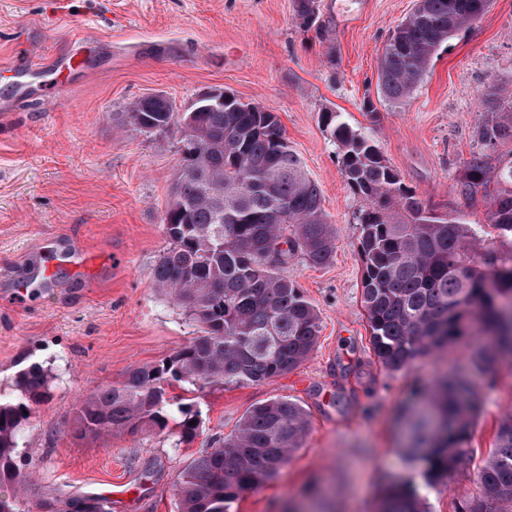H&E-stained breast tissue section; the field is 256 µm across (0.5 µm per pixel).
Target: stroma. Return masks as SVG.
Listing matches in <instances>:
<instances>
[{"instance_id":"35a3bbf8","label":"stroma","mask_w":512,"mask_h":512,"mask_svg":"<svg viewBox=\"0 0 512 512\" xmlns=\"http://www.w3.org/2000/svg\"><path fill=\"white\" fill-rule=\"evenodd\" d=\"M414 0H317L307 29L295 0H0V97L12 78L2 61L23 57L18 33L51 55L86 62L65 87L48 86L32 108L0 126V394L15 373L39 363L53 398L35 408L17 464L33 478L24 507L127 482L136 499L111 512H177L179 470L231 433L252 405L274 397L310 414L304 444L272 480L243 493L232 512H375L382 488L416 466L400 424L420 391L456 369L469 371L481 402L466 463L423 489L429 512H456L482 497L480 469L499 419L512 411V359L492 373L471 368L467 341L418 357L400 370L377 361L361 304L358 255L362 197L344 184L322 112L353 127L374 126L384 158L436 212L477 228L474 259L512 256V236L488 217L491 199L512 188V139L483 146L479 128L512 110V0H492L472 27L434 55L407 103L386 101L378 64L392 29ZM498 89L499 111L482 93ZM223 88L276 113L288 143L317 182L335 233L329 263L289 260L283 276L315 306L320 333L312 356L259 384L199 393L202 432L174 448L151 433L97 439L76 434L80 400L134 367L156 364L194 337L181 309L159 295L152 272L168 241L161 216L178 175V135L125 127L130 102L168 97L185 110L197 93ZM372 100L376 120L362 110ZM484 153L489 182L460 192L466 166ZM54 246L51 276L40 250ZM28 286L16 294L17 282Z\"/></svg>"}]
</instances>
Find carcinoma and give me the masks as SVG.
Here are the masks:
<instances>
[{"mask_svg":"<svg viewBox=\"0 0 512 512\" xmlns=\"http://www.w3.org/2000/svg\"><path fill=\"white\" fill-rule=\"evenodd\" d=\"M315 0H295L300 27L309 26ZM490 0H415L388 37L379 62V87L395 104L406 102L430 62L457 32L482 17ZM336 144L345 184L368 201L360 211L358 254L361 303L377 360L402 369L421 355L461 337L492 336L472 353V367L488 371L512 356V258L482 264L468 254L471 225L425 205L382 156L371 133L355 130L335 112L322 114ZM187 124L195 137L180 159L181 174L161 223L169 246L153 271L161 296L181 308L197 335L155 365L130 369L115 384L87 394L77 412L82 437L149 430L175 446L201 431L200 411L174 388L196 394L212 387L257 383L298 367L315 350L319 315L297 285L279 273L300 257L321 266L335 252L334 230L317 183L289 145L279 117L236 99L222 108L178 112L162 95L127 107L125 124L165 134ZM490 145L512 137V113L478 130ZM487 183L482 155L469 161L461 192ZM490 223L512 234V190L499 193ZM52 397L51 377L31 364L15 375V394L0 395V512H21L28 483L16 464L20 434L34 408ZM479 413L469 373L458 372L427 394L406 420L405 451L416 474L435 485L469 454L470 428ZM307 411L285 397L251 406L236 430L179 471L173 487L178 512H231L247 490L274 478L302 446ZM483 500L457 512H512V415L498 422L481 470ZM108 512L95 497H75L66 509ZM379 512H428L414 481L384 490Z\"/></svg>","mask_w":512,"mask_h":512,"instance_id":"obj_1","label":"carcinoma"}]
</instances>
